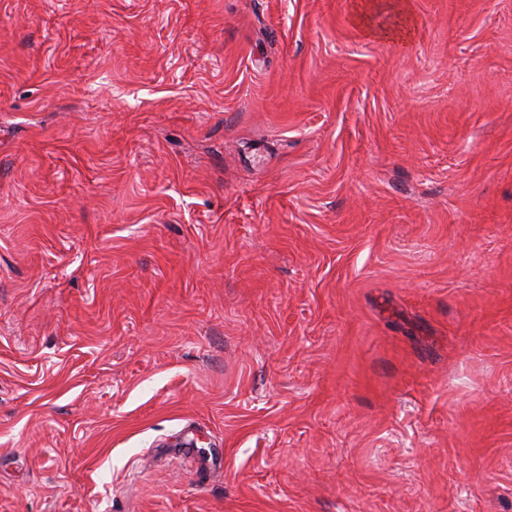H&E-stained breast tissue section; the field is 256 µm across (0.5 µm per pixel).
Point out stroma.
I'll return each mask as SVG.
<instances>
[{"label": "stroma", "instance_id": "stroma-1", "mask_svg": "<svg viewBox=\"0 0 512 512\" xmlns=\"http://www.w3.org/2000/svg\"><path fill=\"white\" fill-rule=\"evenodd\" d=\"M0 0V512H512V0ZM394 10L401 22L393 27H383L374 22L375 16L383 8ZM355 22L371 38L385 39L394 43H408L417 35V25L409 0H360L356 2Z\"/></svg>", "mask_w": 512, "mask_h": 512}]
</instances>
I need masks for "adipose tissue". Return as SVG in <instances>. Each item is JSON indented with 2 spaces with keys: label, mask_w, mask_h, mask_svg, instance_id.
I'll list each match as a JSON object with an SVG mask.
<instances>
[{
  "label": "adipose tissue",
  "mask_w": 512,
  "mask_h": 512,
  "mask_svg": "<svg viewBox=\"0 0 512 512\" xmlns=\"http://www.w3.org/2000/svg\"><path fill=\"white\" fill-rule=\"evenodd\" d=\"M354 19L372 38L404 44L417 35L411 0H357Z\"/></svg>",
  "instance_id": "ef3b65f1"
}]
</instances>
